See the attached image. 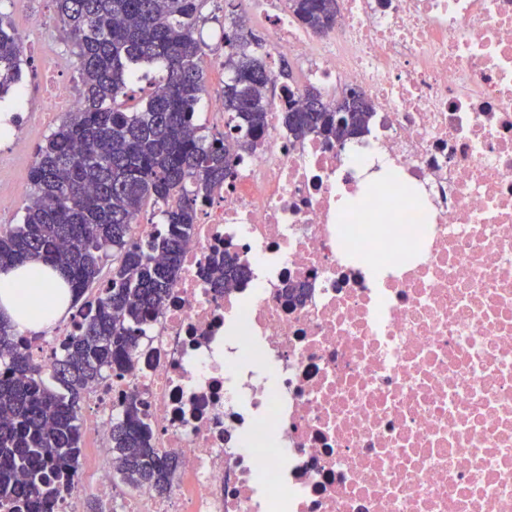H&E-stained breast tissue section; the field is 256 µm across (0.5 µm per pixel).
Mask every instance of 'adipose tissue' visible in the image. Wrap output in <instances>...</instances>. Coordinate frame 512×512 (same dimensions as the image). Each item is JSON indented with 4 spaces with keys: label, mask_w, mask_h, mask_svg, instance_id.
Returning <instances> with one entry per match:
<instances>
[{
    "label": "adipose tissue",
    "mask_w": 512,
    "mask_h": 512,
    "mask_svg": "<svg viewBox=\"0 0 512 512\" xmlns=\"http://www.w3.org/2000/svg\"><path fill=\"white\" fill-rule=\"evenodd\" d=\"M63 279L55 270L34 279L25 266L0 270V318L24 333L50 327L64 307L59 287Z\"/></svg>",
    "instance_id": "1"
}]
</instances>
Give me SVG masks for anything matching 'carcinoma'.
Segmentation results:
<instances>
[{
	"label": "carcinoma",
	"instance_id": "cac0c4a2",
	"mask_svg": "<svg viewBox=\"0 0 512 512\" xmlns=\"http://www.w3.org/2000/svg\"><path fill=\"white\" fill-rule=\"evenodd\" d=\"M205 2L55 0L75 49L83 105L39 145L23 215L0 227V267L51 266L73 307L93 289L100 295L46 372L0 320V503L8 512H51L75 486L86 387L122 368L139 347L174 281L200 203L233 177L234 151L253 149L265 134L274 85L256 51L262 39L237 20L224 33L231 47L224 67L232 73L224 82V131L199 123L206 45L196 32ZM337 8V0H288L293 16L316 31L333 25ZM23 52L22 37L0 12V97L20 83ZM143 66H160L165 75L132 104L128 85ZM304 97L323 108L298 112L288 103L283 126L296 138L318 133L343 141L362 131L372 111L364 95L326 101L310 86ZM148 206L163 228L135 240L131 227ZM243 272L236 259L215 255L206 280L222 288ZM111 438L122 481L169 492L177 460L152 448L136 399L125 404Z\"/></svg>",
	"mask_w": 512,
	"mask_h": 512
}]
</instances>
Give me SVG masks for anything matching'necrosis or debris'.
Returning a JSON list of instances; mask_svg holds the SVG:
<instances>
[{
  "label": "necrosis or debris",
  "instance_id": "necrosis-or-debris-1",
  "mask_svg": "<svg viewBox=\"0 0 512 512\" xmlns=\"http://www.w3.org/2000/svg\"><path fill=\"white\" fill-rule=\"evenodd\" d=\"M275 99L260 146L199 207L177 279L132 358L85 391L100 462L52 512H512V0H339L326 32L242 0ZM0 169L42 116L73 112L74 62L41 39ZM301 80L283 82L280 57ZM314 86L372 102L344 142L283 130ZM398 178L339 220V191ZM245 279L209 287L212 254ZM299 284L302 298L287 287ZM71 312L20 343L45 365ZM142 402L179 461L166 494L115 491L112 424Z\"/></svg>",
  "mask_w": 512,
  "mask_h": 512
}]
</instances>
